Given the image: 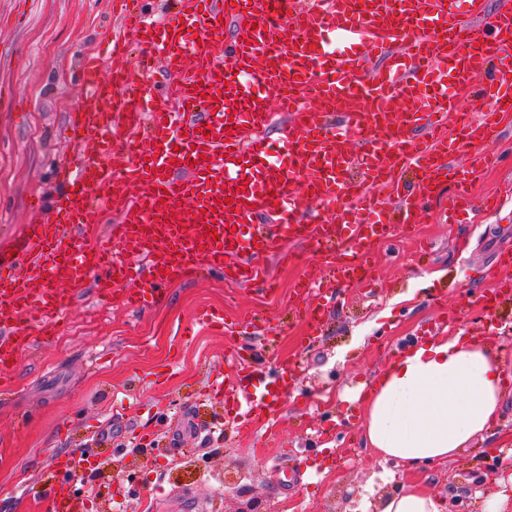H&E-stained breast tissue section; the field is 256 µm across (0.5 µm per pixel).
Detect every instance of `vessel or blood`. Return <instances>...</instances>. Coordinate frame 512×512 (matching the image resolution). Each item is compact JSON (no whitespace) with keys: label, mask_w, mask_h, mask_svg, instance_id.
Returning <instances> with one entry per match:
<instances>
[{"label":"vessel or blood","mask_w":512,"mask_h":512,"mask_svg":"<svg viewBox=\"0 0 512 512\" xmlns=\"http://www.w3.org/2000/svg\"><path fill=\"white\" fill-rule=\"evenodd\" d=\"M123 21L109 74L94 57L82 68L87 93L67 126L80 157L63 172L70 191L14 254L0 248V373L55 335V314L85 296L143 310L177 272L198 268L260 283L261 258L288 260L291 242L312 244L332 278L358 287L380 229L411 232L441 181L456 184L446 223L498 204L475 199L448 158L478 151L512 114L511 8L487 19L480 0H416L409 10L404 0H305L299 9L186 0L160 26L128 9ZM129 32L141 62H160L168 76L164 102L135 79ZM375 52L389 65L368 69ZM473 82L488 104L476 117L457 109L458 88ZM403 98L415 109L398 112ZM420 123L430 143L406 136ZM403 168L417 192L397 180ZM352 195L356 206L322 218ZM22 319L34 335L18 332Z\"/></svg>","instance_id":"b4317fda"}]
</instances>
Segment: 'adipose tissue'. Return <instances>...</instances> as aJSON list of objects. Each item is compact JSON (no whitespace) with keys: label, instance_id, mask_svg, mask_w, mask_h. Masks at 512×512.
Wrapping results in <instances>:
<instances>
[{"label":"adipose tissue","instance_id":"ef3b65f1","mask_svg":"<svg viewBox=\"0 0 512 512\" xmlns=\"http://www.w3.org/2000/svg\"><path fill=\"white\" fill-rule=\"evenodd\" d=\"M507 393L486 339L432 337L404 350L377 382L365 441L410 466L453 457L487 430Z\"/></svg>","mask_w":512,"mask_h":512}]
</instances>
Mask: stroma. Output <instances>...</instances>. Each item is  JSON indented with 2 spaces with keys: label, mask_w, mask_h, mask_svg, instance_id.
<instances>
[{
  "label": "stroma",
  "mask_w": 512,
  "mask_h": 512,
  "mask_svg": "<svg viewBox=\"0 0 512 512\" xmlns=\"http://www.w3.org/2000/svg\"><path fill=\"white\" fill-rule=\"evenodd\" d=\"M112 0H0V245L23 239L67 191L57 179L76 151L66 131L83 97L84 56L105 52L119 34ZM453 161L476 193L512 180V115L478 154ZM436 203L416 216L414 236L374 251L372 289H342L307 244L294 263L263 260L271 287L224 276L184 274L158 302L134 311L119 303H75L59 336L23 352L0 377V512H46L45 490L61 482L58 460L91 448L100 475L72 477L88 512H357L366 493L383 498L412 486L446 512H481V489L512 475V398L483 437L451 459L420 467L381 460L366 448L364 401L395 359L423 336H492L512 390V297L486 315L480 295L502 277L497 259L512 249V198L472 224H440ZM306 281L309 304H323L320 331L302 340L292 289ZM224 316L216 334L201 310ZM262 340L266 375L247 382L260 396L278 384L280 359L292 376L269 419L237 418L209 390L234 376L239 322Z\"/></svg>",
  "instance_id": "1"
}]
</instances>
